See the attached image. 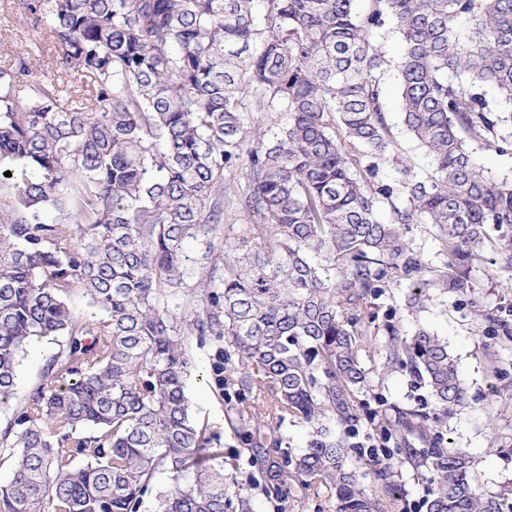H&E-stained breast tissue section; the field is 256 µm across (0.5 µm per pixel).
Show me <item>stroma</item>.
<instances>
[{"instance_id":"obj_1","label":"stroma","mask_w":512,"mask_h":512,"mask_svg":"<svg viewBox=\"0 0 512 512\" xmlns=\"http://www.w3.org/2000/svg\"><path fill=\"white\" fill-rule=\"evenodd\" d=\"M20 52L30 56L33 79L61 78L47 33L33 24L21 0H0V67L11 65ZM385 85L393 133L408 165L414 171H425L429 160L400 121L394 74H386ZM501 265L499 256L487 254L475 273L479 286L472 294L434 289L423 306L412 310L405 305L409 281L395 279L375 300L376 327L391 322L408 336L425 328L447 342L466 382L469 402L448 415H435L427 390L406 370L385 367V353L376 349L363 358L365 367L372 372L374 391L358 399L359 421L348 438L353 452L385 447L384 436L372 419L382 404L415 407L430 414L429 424L434 433L443 437L446 446L470 456L476 483L483 493L495 494L512 486V342L489 331L486 323L474 316L472 308L477 301L484 308L497 310L512 328V288L507 285ZM218 354L219 346L214 342L194 349L185 391L194 413L208 420L213 441L230 453L238 449L239 443L224 425L226 403L211 377ZM430 478L427 468L409 462L400 464L397 480L403 493L384 500L381 512H425L422 501Z\"/></svg>"}]
</instances>
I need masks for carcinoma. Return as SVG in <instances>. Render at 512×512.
Listing matches in <instances>:
<instances>
[{"instance_id":"obj_1","label":"carcinoma","mask_w":512,"mask_h":512,"mask_svg":"<svg viewBox=\"0 0 512 512\" xmlns=\"http://www.w3.org/2000/svg\"><path fill=\"white\" fill-rule=\"evenodd\" d=\"M355 2L26 0L90 95L67 105L60 84L29 80L24 53L0 68V407L15 405L0 512H139L161 482L157 512H252L258 487L288 512L293 486L378 512L403 459L434 474L426 512H512V488L480 492L470 458L417 410L382 416L381 459L352 462L336 434L358 421L362 355L381 334L384 366L409 369L437 411L468 404L447 344L372 329V301L394 278L413 281L410 308L432 288L473 292L487 253L512 273V180L477 157L512 155V0ZM385 29L395 62L370 39ZM391 69L430 158L420 174L388 121ZM253 111L283 116L270 137L254 138ZM238 169L253 223L219 246ZM414 224L436 229L443 269L412 249ZM45 338L59 350L19 400L18 366ZM208 339L224 344L216 387L236 394L230 455L185 393ZM243 453L258 471L244 480Z\"/></svg>"}]
</instances>
